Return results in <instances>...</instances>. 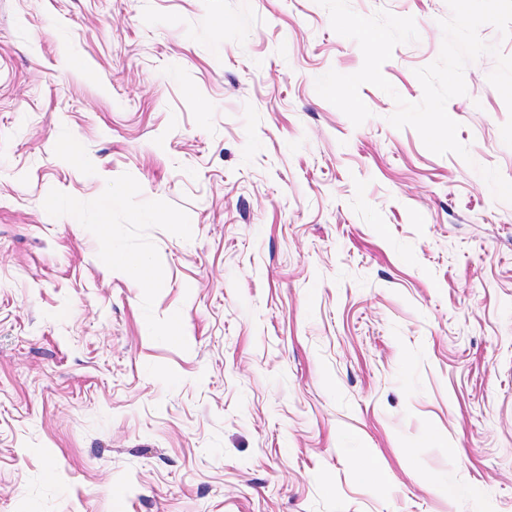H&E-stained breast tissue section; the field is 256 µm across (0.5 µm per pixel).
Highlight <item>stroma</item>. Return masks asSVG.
Returning <instances> with one entry per match:
<instances>
[{
  "label": "stroma",
  "instance_id": "1",
  "mask_svg": "<svg viewBox=\"0 0 512 512\" xmlns=\"http://www.w3.org/2000/svg\"><path fill=\"white\" fill-rule=\"evenodd\" d=\"M349 5L419 33L359 126L317 0H0V512H512V111L432 153L446 0Z\"/></svg>",
  "mask_w": 512,
  "mask_h": 512
}]
</instances>
